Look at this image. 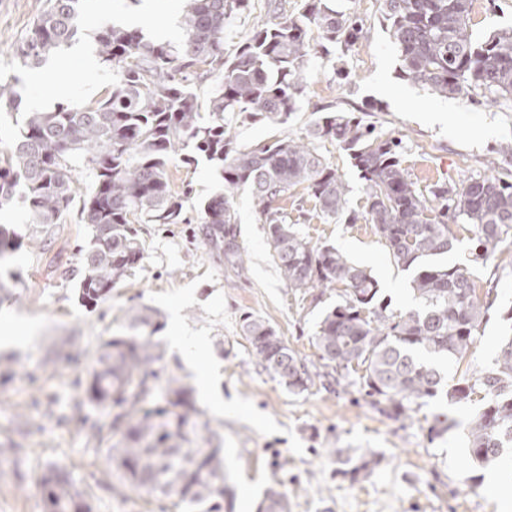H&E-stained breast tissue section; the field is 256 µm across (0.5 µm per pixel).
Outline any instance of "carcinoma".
I'll return each mask as SVG.
<instances>
[{
	"mask_svg": "<svg viewBox=\"0 0 512 512\" xmlns=\"http://www.w3.org/2000/svg\"><path fill=\"white\" fill-rule=\"evenodd\" d=\"M85 0H48L18 48L23 68L40 66L78 33ZM336 0H300L297 12L254 24L251 38L234 55L224 54V27L250 12V0H187L178 43L158 41L142 28L105 22L94 40L112 68V84L89 102L61 104L49 112L28 108L18 78H0V108L20 114L19 134L0 156V207L19 204L27 216L21 232L0 224V266L28 239L60 224L74 202L91 229L79 249L81 300L96 304L144 258L136 224H204L209 240L232 242L224 254L244 273L238 243L235 193L246 189L267 224L271 257L288 287L345 286L344 301L324 312L314 344L325 365L355 376L391 418L444 396L470 401L482 411L468 423V458L487 464L512 448V338L503 341L490 367L464 372L454 384L442 364L468 357L490 303L479 298L470 272L436 262L455 248L452 225L477 228L486 257L512 229V170L489 161L490 173L460 187L433 184L423 193L403 167L402 140L375 132L344 112H323L306 136L241 147L224 123L235 112L245 121L288 123L308 84L313 41L347 49L364 22ZM473 0H383L382 13L399 52L404 77L442 98L480 104H512V29L481 38L472 29ZM215 85L206 104L195 87ZM207 116H202V113ZM348 152L365 185L362 209L348 206V186L320 151L324 143ZM221 168L224 194L210 199L195 218L186 215L188 185L172 189L168 166L187 145ZM90 171L92 188L81 197L72 172ZM307 195L313 216L345 217L372 225L393 262L415 270L418 307L397 313L377 301L375 278L332 245H313L289 224L280 202L296 189ZM268 323L243 316L242 336L278 383L292 393L309 389L307 366L281 339L266 340ZM132 334L101 344L87 388L91 404L110 418L109 433L94 431L107 446L112 473L146 495L169 487L190 509L220 512L224 456L204 435L207 424L178 378L152 367L158 344L151 309H130ZM380 463L372 452L347 459L343 474L358 480ZM41 485L49 512H91L83 492L51 467Z\"/></svg>",
	"mask_w": 512,
	"mask_h": 512,
	"instance_id": "carcinoma-1",
	"label": "carcinoma"
}]
</instances>
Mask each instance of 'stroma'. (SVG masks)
<instances>
[{
    "label": "stroma",
    "mask_w": 512,
    "mask_h": 512,
    "mask_svg": "<svg viewBox=\"0 0 512 512\" xmlns=\"http://www.w3.org/2000/svg\"><path fill=\"white\" fill-rule=\"evenodd\" d=\"M45 6L46 0H0V77L19 76L27 106L50 111L64 100L88 101L86 84L100 93L111 85V69L86 56L102 22L144 25L175 42L184 0H87L79 21L81 53L66 47L41 68H19L16 50ZM354 7L365 23L362 39L346 52L332 45L315 50L297 112L284 125L234 122L239 144L304 137L319 110L327 109L401 138L404 166L419 189L438 181L459 186L484 174L493 151L512 145V109L439 98L404 79L381 0H355ZM340 57L349 72L344 80L333 72ZM380 81L388 94L376 92ZM430 110L445 113V122L422 121L421 113ZM169 178L176 190L191 185L192 216L224 192L220 169L189 147L172 163ZM282 206L311 244L335 246L370 271L393 309H415L412 272L394 265L371 225L303 220L291 201ZM236 207L244 272L225 261L223 246L208 240L202 225L141 224L142 262L94 305L82 303L76 288L88 225L67 218L41 243L14 253L6 265L9 291L0 295V327L21 321L31 337L9 348L0 343V512H43L40 482L51 465L86 492L91 512H180L172 500L141 495L113 476L105 448L92 438L99 415L86 393L97 349L127 335L126 313L142 305L158 324V368L196 387L195 373L166 339L174 304L189 333L206 339L221 378L223 410L202 400L196 406L224 448L223 512H258L272 491L285 494L288 512H512V493L490 479L512 473V451L483 466L468 460L467 425L480 402L440 397L404 420L378 412L359 385L337 379L314 344L317 322L340 302L343 288H289L249 192H237ZM454 233L458 242L448 264L466 266L478 294L491 301L467 358L478 372L491 365L500 340L512 336V249L505 247L512 231L488 259L475 249L472 225L455 226ZM247 313L274 327L307 366L308 391L289 393L253 355L240 328ZM440 413L456 426L433 439L429 428ZM365 451L380 458L372 473L354 482L340 474L341 459Z\"/></svg>",
    "instance_id": "stroma-1"
}]
</instances>
